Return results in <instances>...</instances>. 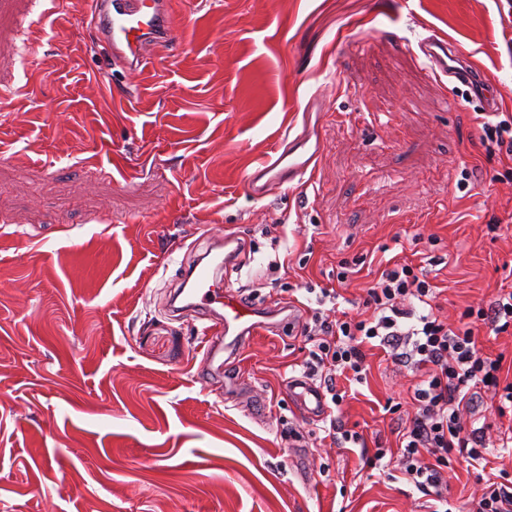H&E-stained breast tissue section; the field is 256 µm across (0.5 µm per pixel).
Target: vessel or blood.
<instances>
[{
  "label": "vessel or blood",
  "instance_id": "1",
  "mask_svg": "<svg viewBox=\"0 0 512 512\" xmlns=\"http://www.w3.org/2000/svg\"><path fill=\"white\" fill-rule=\"evenodd\" d=\"M91 15L95 42L109 50L113 64L119 66L126 79L141 74L157 53L172 46L178 27L173 0H91ZM417 49L438 78H453L466 86L480 79L477 70L468 66L445 38L425 36L418 41ZM320 154L321 145L313 141L311 133L284 141L283 150L273 163L261 165L247 176L248 194L259 200L269 195L273 187L310 180ZM212 245L222 250L220 265L195 262L183 274L181 291L190 307L199 309L210 323L209 335L204 339L207 373L223 375L225 391L233 392L241 388L244 379L239 374H224L225 355L237 352L242 337L266 334L273 325L262 320L259 309L216 285L219 266H232L238 258L237 239L227 235L213 240ZM288 392L304 417L320 419L326 415L324 393L309 377L291 378Z\"/></svg>",
  "mask_w": 512,
  "mask_h": 512
}]
</instances>
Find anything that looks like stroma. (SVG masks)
<instances>
[{"label":"stroma","instance_id":"stroma-1","mask_svg":"<svg viewBox=\"0 0 512 512\" xmlns=\"http://www.w3.org/2000/svg\"><path fill=\"white\" fill-rule=\"evenodd\" d=\"M181 37L114 105L112 67L85 0H58L53 37L26 48L34 0H0V512H428L394 479L418 370L382 350L337 415L363 445L326 437L285 385L306 374L314 290L372 315L368 284L391 262L419 264L436 309L512 290V161L486 153L482 99L440 83L413 48L447 36L512 113L506 0H176ZM327 94L315 177L262 200L245 178L299 134ZM243 251L217 280L270 310L297 300L298 325L254 337L228 371L270 408L258 420L200 375L205 325L167 301L211 236ZM359 263L345 284L339 264ZM494 389L465 418L512 428ZM308 450L300 472L291 448ZM486 468L445 471L451 512H476Z\"/></svg>","mask_w":512,"mask_h":512}]
</instances>
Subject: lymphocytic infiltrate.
Returning <instances> with one entry per match:
<instances>
[{
    "mask_svg": "<svg viewBox=\"0 0 512 512\" xmlns=\"http://www.w3.org/2000/svg\"><path fill=\"white\" fill-rule=\"evenodd\" d=\"M475 121L487 152L512 160V113L492 122L481 112ZM434 294L420 266L405 262L385 268L367 290L371 320L353 323L313 313L312 332L318 340L310 370L323 376L337 406L343 400L337 378L362 380L367 347L380 345L393 360L422 368L413 392L416 413L399 436L400 472L423 495L444 504L448 485L443 470L451 458L461 455L476 464L484 459L486 433L468 428L464 419L467 395L481 384L500 385L503 400L512 403V383L501 382L502 358L479 351L472 323L451 328L431 311ZM408 298L422 304V311L404 308Z\"/></svg>",
    "mask_w": 512,
    "mask_h": 512,
    "instance_id": "f902f5d3",
    "label": "lymphocytic infiltrate"
}]
</instances>
